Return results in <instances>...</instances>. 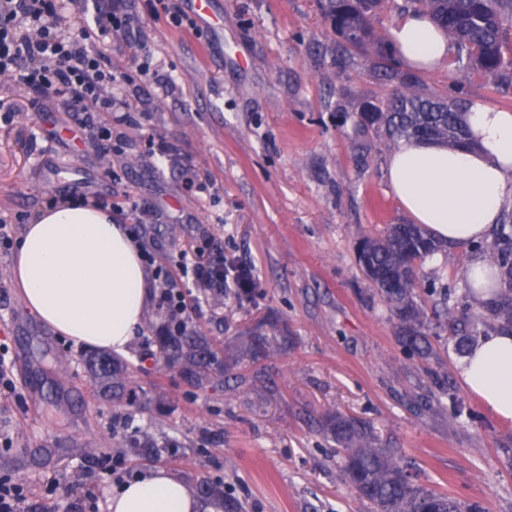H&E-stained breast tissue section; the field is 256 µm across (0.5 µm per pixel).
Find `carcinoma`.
<instances>
[{
	"mask_svg": "<svg viewBox=\"0 0 512 512\" xmlns=\"http://www.w3.org/2000/svg\"><path fill=\"white\" fill-rule=\"evenodd\" d=\"M361 0H321L324 17L336 35L350 48L372 52L382 60V78L394 89L385 99H374V112L357 113L359 132L383 133L393 142L432 140L450 142L461 125L459 103L415 91L417 78L397 66L395 47L379 36L373 18L388 0H370L366 25L354 23ZM403 11L425 12L457 48L458 60L493 78L499 85H512V0H404ZM439 248L419 224H389L376 235H363L356 242L358 264L373 286V292L399 321L398 340L407 356L430 358L436 351L426 332V316L414 300L416 279L408 278L411 267L421 269ZM472 250L485 255L490 267L499 270L504 288L493 305L475 313L469 328L460 327L451 309L443 310L455 334V345L464 351L475 343L477 328L488 322L512 331V215L497 225L491 242ZM160 354L179 367L180 373L199 385L211 379V371L224 365V349L210 336L187 326L167 327L158 336ZM90 377L99 384L107 401L132 400L129 364L106 352H93L84 359ZM327 430L336 439V456L344 481L370 512H482L445 492L418 484L401 464L397 454L378 446L375 435L361 421L336 413ZM123 447L133 451L155 447L150 430L137 429L124 435ZM203 498L219 497L223 512H245V504L224 492V485L199 484Z\"/></svg>",
	"mask_w": 512,
	"mask_h": 512,
	"instance_id": "obj_1",
	"label": "carcinoma"
}]
</instances>
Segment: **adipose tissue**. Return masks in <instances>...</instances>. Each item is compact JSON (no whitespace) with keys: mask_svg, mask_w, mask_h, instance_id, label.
Segmentation results:
<instances>
[{"mask_svg":"<svg viewBox=\"0 0 512 512\" xmlns=\"http://www.w3.org/2000/svg\"><path fill=\"white\" fill-rule=\"evenodd\" d=\"M401 60L420 70L448 64L453 47L423 13H408L391 30ZM461 119L469 147L401 141L389 181L407 214L448 247L487 239L512 206V111L471 100ZM14 277L28 309L75 343L122 352L141 323L151 283L140 252L106 209L64 203L26 225ZM465 388L505 422H512V332L482 338L459 364ZM194 490L163 470L125 484L110 512H198Z\"/></svg>","mask_w":512,"mask_h":512,"instance_id":"adipose-tissue-1","label":"adipose tissue"}]
</instances>
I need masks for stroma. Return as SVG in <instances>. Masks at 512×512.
Listing matches in <instances>:
<instances>
[{
	"mask_svg": "<svg viewBox=\"0 0 512 512\" xmlns=\"http://www.w3.org/2000/svg\"><path fill=\"white\" fill-rule=\"evenodd\" d=\"M214 16L189 15V0H129L137 37L101 44L126 75L118 92L129 116L101 112L112 139L76 134L81 114L0 80V477L24 484L26 512H109L119 490L104 472L117 443L151 429L149 456H124L132 475L164 469L191 485L222 482L248 512H367L336 465L323 429L330 413L370 423L382 447L411 461L419 484L485 512H512V423L464 387L462 356L443 321L432 320L452 394L422 416L413 400L432 383L407 359L397 320L356 263L355 242L409 223L388 179L394 143L354 127L359 101L390 84L375 55L345 58L317 0H213ZM185 10L174 22L175 8ZM465 75L457 93L454 78ZM424 96L474 98L512 110V87L457 64L424 73ZM84 197L168 266L178 254L250 267L252 296L193 292L187 313L224 342L226 370L199 387L165 366L148 327L168 310L152 302L127 349L140 402L98 396L83 346L27 309L13 279L25 224L51 204ZM473 253L441 248L419 273L415 300L432 308L475 301L462 272ZM265 336L273 354L256 362L239 338ZM68 352V378L53 357ZM459 402L460 417L448 409ZM101 456H85L86 447Z\"/></svg>",
	"mask_w": 512,
	"mask_h": 512,
	"instance_id": "obj_1",
	"label": "stroma"
}]
</instances>
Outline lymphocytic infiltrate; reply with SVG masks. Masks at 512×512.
<instances>
[{
    "label": "lymphocytic infiltrate",
    "instance_id": "lymphocytic-infiltrate-1",
    "mask_svg": "<svg viewBox=\"0 0 512 512\" xmlns=\"http://www.w3.org/2000/svg\"><path fill=\"white\" fill-rule=\"evenodd\" d=\"M68 0H0V72L37 96L65 99L71 111L85 115L93 125L94 114L124 107V100L109 95L107 87L117 84L97 41L113 34L132 36L134 16L127 0H108L95 6L92 25L64 28ZM180 272L168 275L160 301L172 318L185 311L186 283H206L216 288L243 287L239 278L228 277L223 266L199 262L180 264Z\"/></svg>",
    "mask_w": 512,
    "mask_h": 512
}]
</instances>
